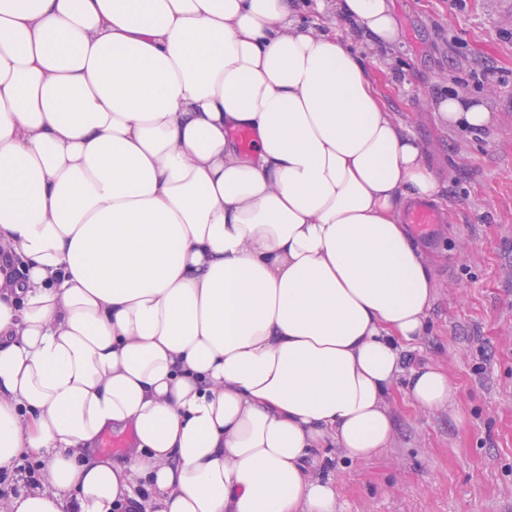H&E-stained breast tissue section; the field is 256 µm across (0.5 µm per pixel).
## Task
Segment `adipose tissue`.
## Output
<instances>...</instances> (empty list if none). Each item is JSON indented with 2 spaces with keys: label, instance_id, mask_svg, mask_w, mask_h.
Listing matches in <instances>:
<instances>
[{
  "label": "adipose tissue",
  "instance_id": "1",
  "mask_svg": "<svg viewBox=\"0 0 512 512\" xmlns=\"http://www.w3.org/2000/svg\"><path fill=\"white\" fill-rule=\"evenodd\" d=\"M354 38L397 46L393 0H0V471L43 465L0 512H340L321 449L388 447L396 380L454 403L402 222L443 185ZM23 459H25L26 461H29V462H25L23 461ZM25 462V463H23ZM31 462V463H30ZM19 463H23V464H19L18 466L15 467V472L17 473V477H18V474L20 476V480L23 481V483L25 484V486L27 487H23V483L22 481H18L17 478V491L16 492H8V495L3 498V499H0V500H5L6 498H8L10 495H16V494H19L22 490L24 489H28V487H36L38 484V480L40 478V470H41V463L35 461L34 459H30L28 457H23L19 460ZM37 464L39 465V471L37 469V466L36 465H33V464ZM38 471V475L36 474V472Z\"/></svg>",
  "mask_w": 512,
  "mask_h": 512
}]
</instances>
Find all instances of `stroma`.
I'll return each instance as SVG.
<instances>
[{
	"label": "stroma",
	"instance_id": "1",
	"mask_svg": "<svg viewBox=\"0 0 512 512\" xmlns=\"http://www.w3.org/2000/svg\"><path fill=\"white\" fill-rule=\"evenodd\" d=\"M401 41L367 53L389 111L445 185L441 223L411 227L435 263L418 353L447 370L453 404L424 410L395 382L393 436L362 463L324 466L343 512H512V0H394ZM457 85L494 114L443 129L433 98Z\"/></svg>",
	"mask_w": 512,
	"mask_h": 512
}]
</instances>
